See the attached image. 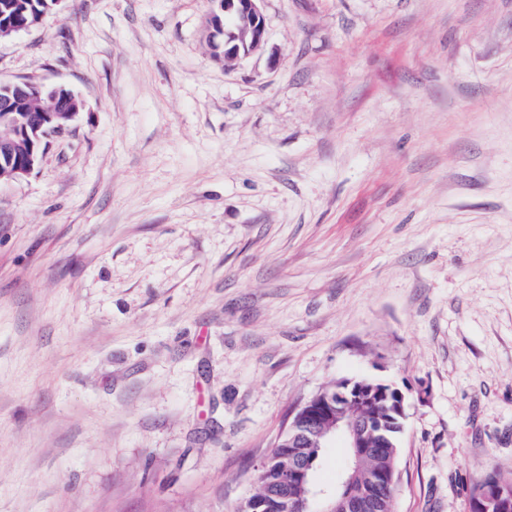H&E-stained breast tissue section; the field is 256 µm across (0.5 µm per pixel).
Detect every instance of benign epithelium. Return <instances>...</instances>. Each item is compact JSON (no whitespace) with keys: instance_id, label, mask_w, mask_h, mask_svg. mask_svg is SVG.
<instances>
[{"instance_id":"1","label":"benign epithelium","mask_w":512,"mask_h":512,"mask_svg":"<svg viewBox=\"0 0 512 512\" xmlns=\"http://www.w3.org/2000/svg\"><path fill=\"white\" fill-rule=\"evenodd\" d=\"M262 0H210L202 29L212 57L226 64L246 58L266 43V22L260 8ZM19 11L0 25V41L28 30L33 24L18 23ZM45 96L54 106L49 112H28L25 105ZM83 101L62 86L19 80L0 81V127L12 135L0 136V179L12 181L29 174L44 153L51 138L63 134L77 119ZM399 420L405 419L406 396L384 382L369 377L350 380L342 392L321 390L308 398L290 418L276 445L288 461L289 485L271 486L267 498L247 499L241 512H378L380 500L371 492L331 491L313 480V462L300 454L302 448H323L340 436L348 442L350 463L390 447L384 435V419L377 412L383 401ZM480 512H504L509 507L492 489L481 490Z\"/></svg>"}]
</instances>
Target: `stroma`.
Listing matches in <instances>:
<instances>
[{
    "label": "stroma",
    "mask_w": 512,
    "mask_h": 512,
    "mask_svg": "<svg viewBox=\"0 0 512 512\" xmlns=\"http://www.w3.org/2000/svg\"><path fill=\"white\" fill-rule=\"evenodd\" d=\"M60 0L0 79L84 108L0 182V512H234L343 379L407 398L395 512L512 471V0ZM263 0H210L202 29L212 57L225 65L261 50L266 43ZM228 24L238 33H228ZM227 36V37H226Z\"/></svg>",
    "instance_id": "stroma-1"
}]
</instances>
